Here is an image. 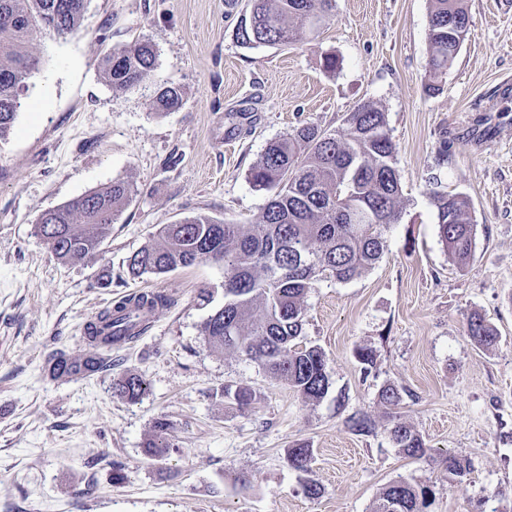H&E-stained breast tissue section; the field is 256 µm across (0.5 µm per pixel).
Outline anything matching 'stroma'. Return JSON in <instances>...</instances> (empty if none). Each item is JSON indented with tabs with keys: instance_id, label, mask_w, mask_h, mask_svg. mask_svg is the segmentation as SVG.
<instances>
[{
	"instance_id": "35a3bbf8",
	"label": "stroma",
	"mask_w": 512,
	"mask_h": 512,
	"mask_svg": "<svg viewBox=\"0 0 512 512\" xmlns=\"http://www.w3.org/2000/svg\"><path fill=\"white\" fill-rule=\"evenodd\" d=\"M464 5L470 29L437 91L427 88L430 0H336L318 34L284 47L238 42L251 0H89L78 35L35 38L39 68L0 140V512H373L398 479L428 490L423 512H512V105L499 93L512 85V0ZM143 38L157 50L148 85L113 90L106 47ZM328 53L340 61L331 73ZM167 84L181 106L155 111L151 89ZM368 101L396 147L400 217L372 268L346 283L321 278L304 299L300 342L323 351L329 380L312 402L210 348L202 325L224 303L223 266L132 279L126 263L163 224L257 221L268 195L248 173L267 145L310 122L341 129ZM118 178L136 193L111 237L94 257L59 261L34 233L38 217ZM436 190L470 202L465 268L439 236ZM107 272L111 287H98ZM141 291L175 303L129 344L88 339L87 322ZM474 313L496 329L494 347L469 338ZM59 354L101 366L53 378ZM129 373L147 383L135 403L115 389ZM389 386L402 396L394 411L380 400ZM238 389L252 392L250 407ZM395 412L432 453L468 458L469 473L405 457L390 439ZM354 414L373 432L355 434ZM160 418L176 450L152 460L144 448ZM299 444L313 450L304 471L287 459ZM308 483L318 497L304 494Z\"/></svg>"
}]
</instances>
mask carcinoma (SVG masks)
I'll use <instances>...</instances> for the list:
<instances>
[{
    "label": "carcinoma",
    "instance_id": "carcinoma-1",
    "mask_svg": "<svg viewBox=\"0 0 512 512\" xmlns=\"http://www.w3.org/2000/svg\"><path fill=\"white\" fill-rule=\"evenodd\" d=\"M88 0H0V140L6 138L22 106L28 79L40 59L29 50L39 33L60 38L80 31ZM236 38L243 45L280 46L314 32L334 15L336 0H252ZM428 40L429 88L439 89L455 55L448 40V22L469 30L464 0H430ZM103 75L109 85L124 91L142 85L155 68L156 51L148 40L113 46L103 56ZM181 92L173 85L151 94L154 109L179 108ZM395 145L385 113L363 103L345 118V127L329 131L314 123L297 127L271 142L249 171L257 190L271 192L258 221L244 226L197 215L179 224L160 227L151 244L127 263L133 278L159 275L209 260L217 254L224 266V305L214 309L202 334L217 352L234 350L260 364L308 400L324 397L329 382L322 371L323 352L297 346L303 330V302L318 277L325 274L345 283L373 266L385 249V232L398 219L401 185L395 167ZM133 196L123 179L93 190L40 216L35 234L62 261L98 253L124 207ZM438 228L442 242L461 267L475 247L474 224L468 200L436 191ZM174 299L158 292L123 296L113 308L97 315L89 335L110 347L130 341L145 328L120 326L115 313L147 308L154 312ZM468 336L481 347L497 344L496 330L478 314L467 322ZM94 356L83 362L64 355L54 359L52 375L74 377L97 370ZM119 392L140 399L147 390L136 374L125 376ZM146 447L152 459L166 456L171 424L155 422ZM391 440L408 457L429 458V448L416 429L394 416ZM448 472L462 476L467 458L445 455L436 459ZM428 492L399 479L379 496L374 512H422Z\"/></svg>",
    "mask_w": 512,
    "mask_h": 512
}]
</instances>
